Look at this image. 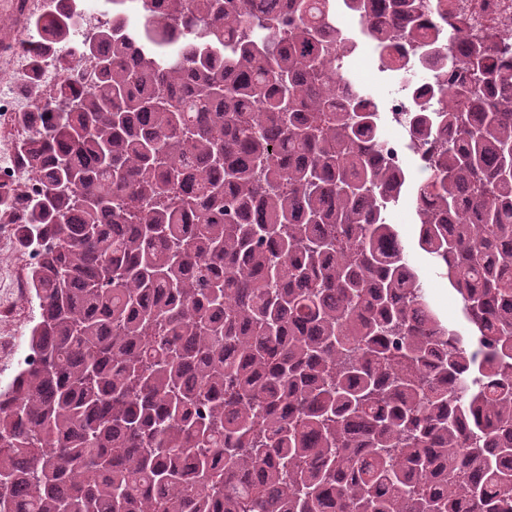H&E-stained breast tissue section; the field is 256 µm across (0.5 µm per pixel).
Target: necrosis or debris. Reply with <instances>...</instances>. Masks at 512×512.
Returning <instances> with one entry per match:
<instances>
[{"mask_svg":"<svg viewBox=\"0 0 512 512\" xmlns=\"http://www.w3.org/2000/svg\"><path fill=\"white\" fill-rule=\"evenodd\" d=\"M50 0H15L14 10L20 21L9 33H0V189L13 198L30 195L34 183L25 177L17 154L16 129L22 113L32 110L51 112L55 109L56 90L67 73L61 67L65 55H74L84 76H92L95 60L79 55V44L94 40L110 19L107 8L84 10L76 32L59 48L49 47L43 41L41 29L34 19L48 11ZM478 20L482 29L489 30L508 24L512 26V0H448L447 21L460 23L462 16ZM37 76L40 91L28 94L25 85L29 76ZM434 82L419 84L417 90L390 96L386 102L387 126L375 131L404 176L424 175L422 166H409L403 151L407 141H414L419 156H427L432 145L424 140H412L408 115L417 95L429 94Z\"/></svg>","mask_w":512,"mask_h":512,"instance_id":"1","label":"necrosis or debris"}]
</instances>
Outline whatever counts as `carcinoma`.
Segmentation results:
<instances>
[{
	"label": "carcinoma",
	"instance_id": "carcinoma-1",
	"mask_svg": "<svg viewBox=\"0 0 512 512\" xmlns=\"http://www.w3.org/2000/svg\"><path fill=\"white\" fill-rule=\"evenodd\" d=\"M93 82L24 114L38 183L26 366L0 391V512H512V67L468 19L448 43L391 0L383 68L467 46L416 102L437 137L406 184L329 29L337 0H121ZM50 42L72 11L36 21ZM461 299L444 322L387 222ZM388 220L410 251L412 262L421 279L430 288L433 301L441 315L445 319H453L459 309V297L448 284V279L440 275L434 260L417 247L419 226L414 209L406 200H400L389 206Z\"/></svg>",
	"mask_w": 512,
	"mask_h": 512
}]
</instances>
